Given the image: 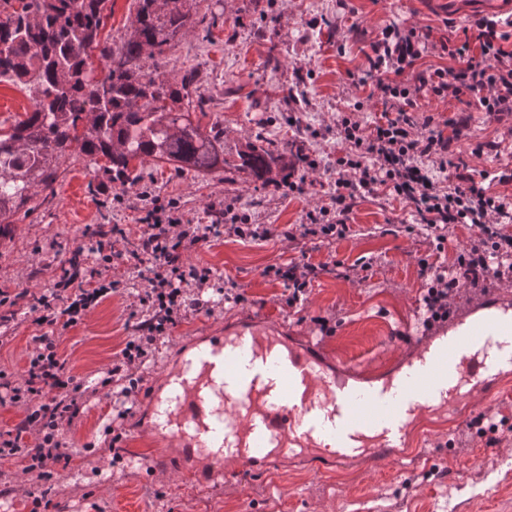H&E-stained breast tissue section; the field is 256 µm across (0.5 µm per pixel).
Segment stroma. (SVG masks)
Returning a JSON list of instances; mask_svg holds the SVG:
<instances>
[{"mask_svg": "<svg viewBox=\"0 0 512 512\" xmlns=\"http://www.w3.org/2000/svg\"><path fill=\"white\" fill-rule=\"evenodd\" d=\"M199 14L214 26L199 24L179 33L167 77L192 74L190 88L202 128L224 130L222 171L198 174L148 161L139 183L113 184L90 157L72 151L59 162L55 194L49 203L17 212L11 231L0 238V288L38 292L50 285L70 251L90 247L93 233L106 224L129 239L141 234L149 196L180 201L188 218L212 223L211 205L234 204L254 223L271 227L303 223L308 211L326 205L336 178L339 150L336 115L362 102L369 44L387 23L416 26L431 35L432 53L422 67H452L439 45L468 17H453L448 0H199ZM276 58H269V47ZM454 157L469 174L487 173L488 194L512 198V113L473 112L464 129L445 128ZM288 140L315 157L309 171L295 155L275 168L273 179H256L242 165L249 145ZM305 179L303 193L281 196L277 184ZM350 232L329 245L314 246L274 235L244 240L231 232L213 236L192 250L189 262L211 268L224 287L243 295L224 302L214 314L191 313L159 347L164 366L173 343L196 339L206 330L235 323L245 315L265 314L290 332L321 339L331 360L358 364L389 356L393 336L419 330V307L427 288L417 263L429 241L414 226L409 208L377 194L358 199L348 216ZM345 266L371 262L367 278L329 272L334 261ZM320 267L304 306L291 309L283 283L267 267ZM137 300L118 290L83 323L64 333L60 351L79 381H94L123 348L139 321ZM36 328L20 321L12 339L0 346V370L21 374ZM136 404L125 419L117 450L107 427L117 411L112 398H92L81 417L66 427L75 452L69 467L51 480L56 500L71 512H512V472L484 479L479 464L488 450L473 419L493 415L497 427L512 426V380L501 382L479 404L462 403L455 421L428 417L415 425L407 447L393 458L317 467L285 459L262 473L244 472L207 489L192 477L163 472L160 447L142 430L151 414L145 383L135 389Z\"/></svg>", "mask_w": 512, "mask_h": 512, "instance_id": "stroma-1", "label": "stroma"}]
</instances>
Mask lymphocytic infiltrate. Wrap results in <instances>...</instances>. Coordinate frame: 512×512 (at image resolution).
I'll list each match as a JSON object with an SVG mask.
<instances>
[{
    "label": "lymphocytic infiltrate",
    "instance_id": "obj_1",
    "mask_svg": "<svg viewBox=\"0 0 512 512\" xmlns=\"http://www.w3.org/2000/svg\"><path fill=\"white\" fill-rule=\"evenodd\" d=\"M468 29V36L441 46L457 68L422 71L417 63L429 51V35L397 23L381 29L365 67L382 106L379 118L365 125L354 113L337 115L341 148L328 205L307 212L301 230L285 226L279 231L290 241L300 236L329 243L345 238L355 200L380 191L406 203L436 244L446 242L450 225H471L475 235L450 265L418 261L422 276L432 281L423 297L422 323L427 327L447 320L460 289L480 288L490 280L512 283V234L501 228L503 219H512V200L487 194L465 174L448 186L435 179V172H447L452 163L450 143L433 116L417 115L422 100L465 96L475 101L477 111L512 112V50L507 47L512 34L488 18L475 19ZM215 214L217 223L195 224L177 200L154 196L137 240L115 228L99 230L90 265L65 271L31 297L0 289V345L9 342L19 313L40 329L23 373L14 377L0 371V405L24 410L13 428L0 431L1 459L15 460L22 473L41 479L56 468H68L73 450L64 428L81 416L91 393L111 390L122 406L118 419L126 418L133 375L154 361L158 342H169L172 329L204 306L202 292L213 272L188 263L187 252L225 228L242 239L272 234L233 206L216 208ZM116 260L145 269L146 286L137 296L142 320L104 378L88 388L70 375L59 337L121 287V280L110 275Z\"/></svg>",
    "mask_w": 512,
    "mask_h": 512
}]
</instances>
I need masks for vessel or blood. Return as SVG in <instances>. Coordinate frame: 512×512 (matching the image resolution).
Instances as JSON below:
<instances>
[{"mask_svg":"<svg viewBox=\"0 0 512 512\" xmlns=\"http://www.w3.org/2000/svg\"><path fill=\"white\" fill-rule=\"evenodd\" d=\"M448 10L512 22V0ZM327 361L323 343L261 315L178 349L149 384L148 434L165 444L164 468L220 485L287 455L339 466L386 455L418 418L455 415L512 376V291H474L387 367Z\"/></svg>","mask_w":512,"mask_h":512,"instance_id":"obj_1","label":"vessel or blood"}]
</instances>
